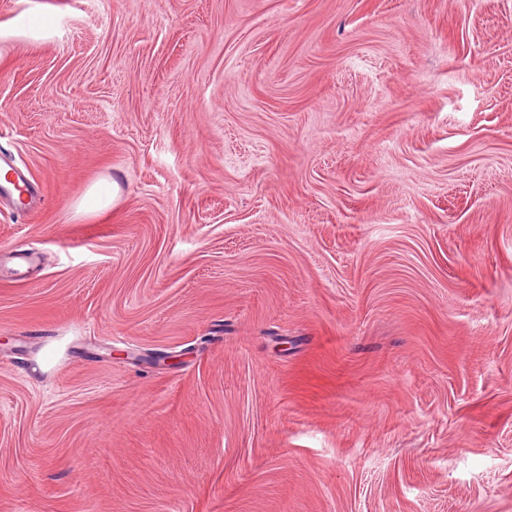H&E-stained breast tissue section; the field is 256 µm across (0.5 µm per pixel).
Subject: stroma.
I'll return each instance as SVG.
<instances>
[{"label": "stroma", "mask_w": 512, "mask_h": 512, "mask_svg": "<svg viewBox=\"0 0 512 512\" xmlns=\"http://www.w3.org/2000/svg\"><path fill=\"white\" fill-rule=\"evenodd\" d=\"M0 163V512H512V0H0Z\"/></svg>", "instance_id": "1"}]
</instances>
